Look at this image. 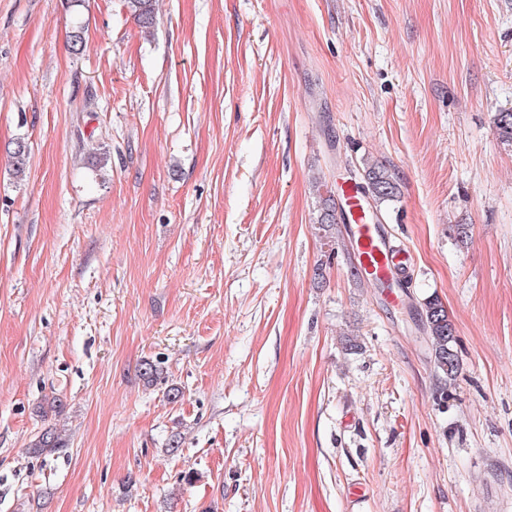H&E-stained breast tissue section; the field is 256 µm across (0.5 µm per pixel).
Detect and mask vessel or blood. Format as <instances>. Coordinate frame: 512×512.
<instances>
[{"label":"vessel or blood","mask_w":512,"mask_h":512,"mask_svg":"<svg viewBox=\"0 0 512 512\" xmlns=\"http://www.w3.org/2000/svg\"><path fill=\"white\" fill-rule=\"evenodd\" d=\"M345 205V217L365 274L378 283L397 277L405 261L394 253L383 224L366 215L361 197L355 188L347 189Z\"/></svg>","instance_id":"1"}]
</instances>
